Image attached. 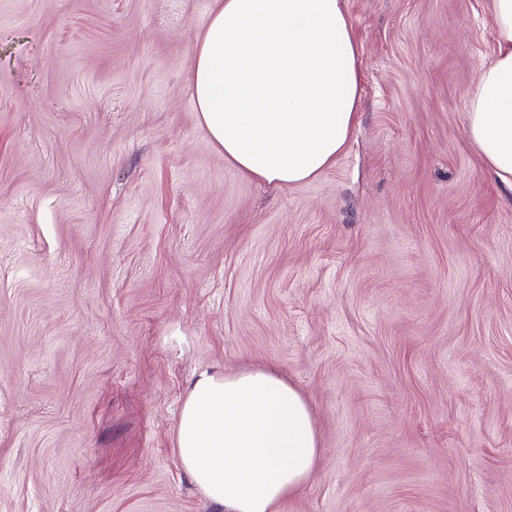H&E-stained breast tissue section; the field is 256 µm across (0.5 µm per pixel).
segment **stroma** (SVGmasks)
Instances as JSON below:
<instances>
[{"mask_svg":"<svg viewBox=\"0 0 512 512\" xmlns=\"http://www.w3.org/2000/svg\"><path fill=\"white\" fill-rule=\"evenodd\" d=\"M214 0H0V512H223L202 372L304 396L279 512H512V189L467 135L491 0H344L358 124L276 190L188 87Z\"/></svg>","mask_w":512,"mask_h":512,"instance_id":"35a3bbf8","label":"stroma"}]
</instances>
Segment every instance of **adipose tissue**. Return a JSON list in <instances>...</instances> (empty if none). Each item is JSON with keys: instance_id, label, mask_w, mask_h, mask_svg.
Listing matches in <instances>:
<instances>
[{"instance_id": "adipose-tissue-1", "label": "adipose tissue", "mask_w": 512, "mask_h": 512, "mask_svg": "<svg viewBox=\"0 0 512 512\" xmlns=\"http://www.w3.org/2000/svg\"><path fill=\"white\" fill-rule=\"evenodd\" d=\"M497 51L467 90L468 137L512 186V0H492ZM359 49L343 0H214L190 94L214 144L279 189L318 176L358 120ZM178 459L224 512H279L319 457L307 402L278 373H201L180 410Z\"/></svg>"}]
</instances>
